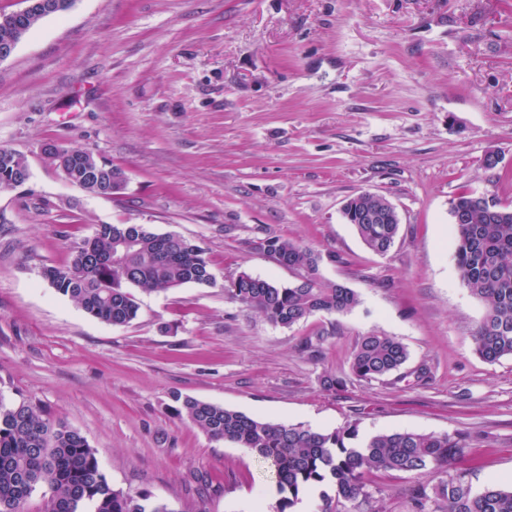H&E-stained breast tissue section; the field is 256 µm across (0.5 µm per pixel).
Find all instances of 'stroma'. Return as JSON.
Here are the masks:
<instances>
[{"label":"stroma","mask_w":512,"mask_h":512,"mask_svg":"<svg viewBox=\"0 0 512 512\" xmlns=\"http://www.w3.org/2000/svg\"><path fill=\"white\" fill-rule=\"evenodd\" d=\"M47 143L122 168L125 189L87 193L46 163ZM0 147L30 168L0 192V402L77 429L114 489L172 512L275 504L261 459L175 418L176 393L362 437L467 432L456 475L475 492L512 485V357L475 354L484 308L450 248L458 195L512 206V0H75L0 62ZM361 192L398 212L387 254L343 217ZM101 224L199 243L212 284L137 291L127 325L90 316L43 271ZM270 236L319 254L359 305L288 328L233 299L243 272L296 281L260 250ZM370 332L410 357L367 383L349 358ZM317 334L311 359L299 344ZM327 375L345 388L324 390ZM439 480L372 478L368 510L413 512V487Z\"/></svg>","instance_id":"stroma-1"}]
</instances>
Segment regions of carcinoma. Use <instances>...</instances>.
I'll list each match as a JSON object with an SVG mask.
<instances>
[{
  "label": "carcinoma",
  "mask_w": 512,
  "mask_h": 512,
  "mask_svg": "<svg viewBox=\"0 0 512 512\" xmlns=\"http://www.w3.org/2000/svg\"><path fill=\"white\" fill-rule=\"evenodd\" d=\"M49 13H31L13 28H0V44L20 39ZM45 160L66 172L79 185L93 188L86 173L95 170L92 152L53 145ZM91 166L74 169V158ZM29 175L26 158L0 148V191L11 188L15 176ZM451 213L466 220L455 224L451 239L459 280L485 307L474 335L476 354L488 363L512 357V208L490 209L478 196L461 194L451 201ZM127 224H100L94 235L74 250L63 266L44 270L45 278L63 295L73 298L89 315L112 325L135 320L140 309L133 288L166 292L186 284L208 286L213 277L205 249L184 238L174 239L144 230L129 236ZM363 243L385 255L394 245L397 224H357ZM260 248L275 262L302 271L299 280L278 286L260 277L240 274L228 292L256 310L274 326L291 327L319 312L346 313L359 304L358 295L319 274L321 257L301 244L271 236ZM409 352L394 336L370 332L360 338L350 358V372L362 381L384 379L398 372ZM176 417L205 432L216 442L247 448L263 459L276 480L280 498L276 512H287L300 494L330 483L335 495H321L318 512H351L369 502L370 475L429 470L445 479L428 493L413 490L416 512L435 505L443 512H512V489L495 484L474 493L451 474L466 445L454 436L418 432H385L358 445L356 426L332 431L303 425L274 423L189 396L173 395ZM42 490L39 512H174L150 495L112 488L100 465L97 449L75 429L52 421L36 404L6 405L0 400V512H30L34 491Z\"/></svg>",
  "instance_id": "cac0c4a2"
}]
</instances>
